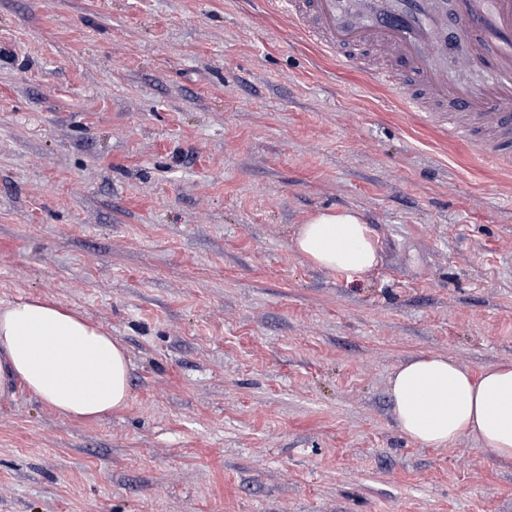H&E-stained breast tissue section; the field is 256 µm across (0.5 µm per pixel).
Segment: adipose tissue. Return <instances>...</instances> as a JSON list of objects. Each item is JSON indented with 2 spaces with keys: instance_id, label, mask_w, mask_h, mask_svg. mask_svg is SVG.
I'll use <instances>...</instances> for the list:
<instances>
[{
  "instance_id": "1",
  "label": "adipose tissue",
  "mask_w": 512,
  "mask_h": 512,
  "mask_svg": "<svg viewBox=\"0 0 512 512\" xmlns=\"http://www.w3.org/2000/svg\"><path fill=\"white\" fill-rule=\"evenodd\" d=\"M295 248L351 282L378 263L373 231L351 208L315 214L299 226ZM21 387L64 417L94 420L127 404L129 360L76 310L41 299L0 305V403ZM390 394L399 429L417 443L438 448L472 435L512 460L511 364L475 377L448 357L422 356L395 372Z\"/></svg>"
}]
</instances>
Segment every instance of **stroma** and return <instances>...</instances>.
Wrapping results in <instances>:
<instances>
[{
	"mask_svg": "<svg viewBox=\"0 0 512 512\" xmlns=\"http://www.w3.org/2000/svg\"><path fill=\"white\" fill-rule=\"evenodd\" d=\"M251 0H0V302L122 344L90 422L0 403V512H512V461L426 448L390 379L512 363V174ZM360 210L364 282L294 247Z\"/></svg>",
	"mask_w": 512,
	"mask_h": 512,
	"instance_id": "obj_1",
	"label": "stroma"
}]
</instances>
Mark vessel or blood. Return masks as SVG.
Wrapping results in <instances>:
<instances>
[{
    "instance_id": "b4317fda",
    "label": "vessel or blood",
    "mask_w": 512,
    "mask_h": 512,
    "mask_svg": "<svg viewBox=\"0 0 512 512\" xmlns=\"http://www.w3.org/2000/svg\"><path fill=\"white\" fill-rule=\"evenodd\" d=\"M332 57L360 49L384 66L366 70L404 111L436 115L449 138L512 167V0H258ZM460 17L466 51L449 55L443 26Z\"/></svg>"
}]
</instances>
